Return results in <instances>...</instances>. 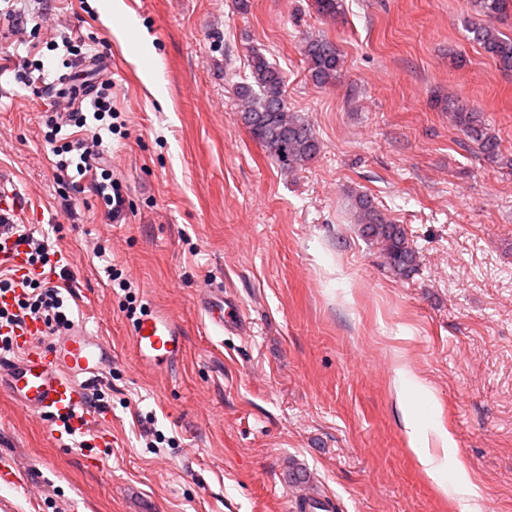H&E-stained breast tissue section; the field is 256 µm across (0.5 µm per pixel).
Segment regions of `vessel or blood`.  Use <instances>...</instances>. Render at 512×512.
<instances>
[{
	"mask_svg": "<svg viewBox=\"0 0 512 512\" xmlns=\"http://www.w3.org/2000/svg\"><path fill=\"white\" fill-rule=\"evenodd\" d=\"M200 307L204 324L212 332L235 330L242 325L238 306H225L223 299L204 297ZM43 330L41 322L30 320L14 331L15 357L0 356V390L49 423L66 421L79 427L84 419V388L97 381L111 365L112 351L75 323L46 352L35 345ZM131 346L141 369L158 372L182 355L184 338L170 315L149 309L133 325ZM335 508V498L312 493L296 497L291 510L334 512Z\"/></svg>",
	"mask_w": 512,
	"mask_h": 512,
	"instance_id": "b4317fda",
	"label": "vessel or blood"
}]
</instances>
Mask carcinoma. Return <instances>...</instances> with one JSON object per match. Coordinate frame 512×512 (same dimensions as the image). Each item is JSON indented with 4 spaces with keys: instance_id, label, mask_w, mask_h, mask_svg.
<instances>
[{
    "instance_id": "cac0c4a2",
    "label": "carcinoma",
    "mask_w": 512,
    "mask_h": 512,
    "mask_svg": "<svg viewBox=\"0 0 512 512\" xmlns=\"http://www.w3.org/2000/svg\"><path fill=\"white\" fill-rule=\"evenodd\" d=\"M480 19L469 24L472 40L495 59L501 69L512 71V36L505 35L497 22L512 12V0H474ZM302 53L311 80L321 86L336 81L343 58L336 45L325 39H307ZM252 81L234 89L241 105V120L255 140L278 166L287 172L302 168L316 159L320 143L305 117L288 109L284 76L263 54L251 57ZM453 119L466 143L476 146L491 161L500 156V143L483 115L458 106ZM355 223L362 235L381 244L389 272L405 278L416 270L417 256L403 226L384 217L372 200L355 196L352 203Z\"/></svg>"
}]
</instances>
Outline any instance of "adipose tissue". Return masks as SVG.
I'll return each instance as SVG.
<instances>
[{
    "label": "adipose tissue",
    "instance_id": "obj_1",
    "mask_svg": "<svg viewBox=\"0 0 512 512\" xmlns=\"http://www.w3.org/2000/svg\"><path fill=\"white\" fill-rule=\"evenodd\" d=\"M394 383L399 390V406L409 429L410 443L417 454L419 464L440 488L451 489L452 493L463 502L465 512H476L478 502L482 498L479 486L470 480L464 468L461 467L457 468L455 478L451 479L447 476L448 458L445 451L452 445L448 432L442 428L429 432L421 429L416 422L410 398L423 391L422 381L411 375L406 368L401 367L395 373ZM433 440L440 444L441 454L431 452L429 443Z\"/></svg>",
    "mask_w": 512,
    "mask_h": 512
}]
</instances>
